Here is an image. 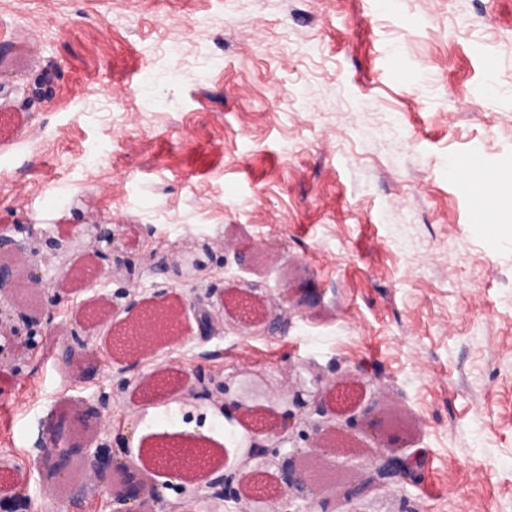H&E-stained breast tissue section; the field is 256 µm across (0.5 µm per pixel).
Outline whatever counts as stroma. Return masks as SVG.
Segmentation results:
<instances>
[{"instance_id": "35a3bbf8", "label": "stroma", "mask_w": 512, "mask_h": 512, "mask_svg": "<svg viewBox=\"0 0 512 512\" xmlns=\"http://www.w3.org/2000/svg\"><path fill=\"white\" fill-rule=\"evenodd\" d=\"M1 45L57 71L0 147V235L37 246L47 280L79 260L75 228L107 224L99 264L129 260L103 288L117 318L195 295L220 316L253 283L278 304L287 280L318 303L277 335L204 336L190 308L154 362L119 363L81 316L92 290L62 296L0 364V498L67 512L29 466L67 402L104 400L138 463L163 435L200 443L221 482L252 438L236 405L297 413L355 370L362 400L394 392L419 422V483L345 512H512V228L479 223L448 169L476 163L512 201V0H0ZM86 346L78 378L61 352ZM157 370L188 397L143 400Z\"/></svg>"}]
</instances>
